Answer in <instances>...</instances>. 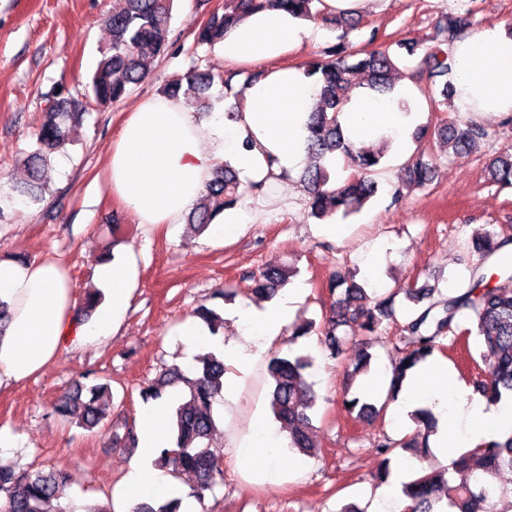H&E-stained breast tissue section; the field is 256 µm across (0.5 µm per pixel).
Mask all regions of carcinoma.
Instances as JSON below:
<instances>
[{
  "label": "carcinoma",
  "instance_id": "carcinoma-1",
  "mask_svg": "<svg viewBox=\"0 0 512 512\" xmlns=\"http://www.w3.org/2000/svg\"><path fill=\"white\" fill-rule=\"evenodd\" d=\"M173 3L174 0H118L117 7L105 20L111 42L100 50L90 82L99 105L107 106L123 98L130 85L149 74L155 59L169 52L173 45L170 39ZM321 5L323 0H224V12L213 14L202 24L194 42L198 46H211L245 16L268 7L283 9L296 18L315 20L322 15ZM472 27L470 13L449 12L439 17L428 37L421 64L439 90L441 105L453 99L449 80L453 61L448 46ZM370 42L377 46L370 50L356 49L341 41L305 65L307 75L317 77L319 107L309 114L306 122V150L314 162L303 169L300 181L308 193L310 216L317 221L357 213L377 193L372 174L382 165L383 151L372 146H356L345 136L338 115L353 88L379 95L392 92L393 76L403 63L399 51L403 49L413 55L419 45L403 38L380 42L375 31ZM242 74L243 71L235 69L222 73L195 69L171 80L163 94L195 100L200 110L209 112L212 109L209 91L219 83L224 87V98L231 101L225 117L233 120L239 96L236 85ZM262 75L261 71L250 72L245 75L244 83ZM83 113L81 102L64 98L59 92L52 93L44 120L35 132L37 149L25 159L27 182L24 187L16 185L14 189L33 202L39 200L50 155L73 143ZM486 136V129L474 121L462 127L445 121L432 128L418 129L417 147L405 168L406 184L417 188L432 184L436 158L429 145L433 141L440 142L443 149L458 152L473 148ZM327 158L343 160L344 169L349 171L335 189L327 188L336 181V172L323 164ZM488 176L494 183L512 187V153L505 151L498 156L489 165ZM264 188L262 182H242L236 168L226 161L208 184L204 198L190 210L187 224L202 234L218 213L237 206L248 194L262 193ZM506 245L507 241L492 232L475 239L473 251L486 261ZM292 277L294 271L287 266H265L250 276L251 294L271 300ZM341 286L344 291L321 324L313 320L294 324L291 340L316 332L326 356L337 360L348 345L382 334L384 321L393 314L395 297L402 293L417 310L410 314L401 335L386 338V345L395 352L390 361L388 399L395 398L409 370L434 354L445 352L446 333L463 311L470 314V326L460 333L478 338L479 356L488 367L487 376L475 379L474 389L493 403L503 396H512V288L489 285L482 267H474L467 288L454 294L419 287L414 282L373 299L355 280L333 275L329 280L330 291ZM195 316L213 335L224 328V318L215 308L201 305L196 308ZM313 366L314 359L308 354H276L266 367L270 411L288 435V448L307 455L316 448L313 440L316 395L307 380ZM224 374V357L208 352L197 356L190 373L173 365L162 370L140 391L143 402L147 403L159 398L168 387L181 383L187 387L185 399L173 409L172 440L170 447L161 449L159 463L176 477L192 475L194 481L188 496L202 505L214 486L224 479L223 456L211 446L217 431L214 404L223 398ZM345 403L349 404L348 411L359 415L379 414L385 409L358 397L347 398ZM112 406L110 383L89 387L78 383L54 402L51 415L67 421L76 414L79 426L92 432L105 422ZM411 418L417 427L415 435L400 440L384 436L372 442L382 457L375 475L380 483L388 477L390 455L396 449L420 448L423 456L429 455L428 437L435 426L434 417L429 410L420 409ZM136 440L133 423L124 426L123 434L112 435V445L119 448H134ZM506 470L512 471V435L471 448L444 468L421 472L405 485L409 504L404 512H512V498L495 482ZM74 483L72 472L65 466L22 467L14 462H0V512H75L67 502V491ZM180 504L179 499L143 501L132 512H179Z\"/></svg>",
  "mask_w": 512,
  "mask_h": 512
}]
</instances>
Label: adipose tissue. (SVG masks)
<instances>
[{"mask_svg": "<svg viewBox=\"0 0 512 512\" xmlns=\"http://www.w3.org/2000/svg\"><path fill=\"white\" fill-rule=\"evenodd\" d=\"M312 37L308 22L268 8L245 17L229 30L216 50L230 65H267L265 76L246 86L237 120L217 111L202 121L183 98H147L125 118L108 164V186L143 224H175L206 191L215 169L231 161L243 176L260 181L268 173H296L306 163L305 123L316 103V80L299 67L271 68ZM458 111L478 115H512V36L500 27L465 34L448 49ZM419 92L402 81L391 97L377 99L352 93L339 120L357 144L393 136L408 151V131L417 123ZM254 146L244 150V138ZM105 292L94 317L79 323V302L66 268L55 260L19 262L0 259V300L10 306V320L0 335V385L20 382L42 372L68 342L99 345L108 341L130 303L134 268L127 258L97 265ZM299 285H289L263 306L225 308L248 332L272 340L288 326ZM192 348L223 353L240 375H249L264 349L250 342L210 335L198 323L180 329ZM447 367L420 363L407 377L396 402L398 413L419 405L433 409L438 428L429 446L438 457L448 455L449 439L464 447L512 434V400L488 404L465 388L448 389ZM179 391L149 402L137 422L138 448L122 479L114 486V512H131L144 500L179 496L178 485L154 461L170 436L164 424Z\"/></svg>", "mask_w": 512, "mask_h": 512, "instance_id": "obj_1", "label": "adipose tissue"}]
</instances>
